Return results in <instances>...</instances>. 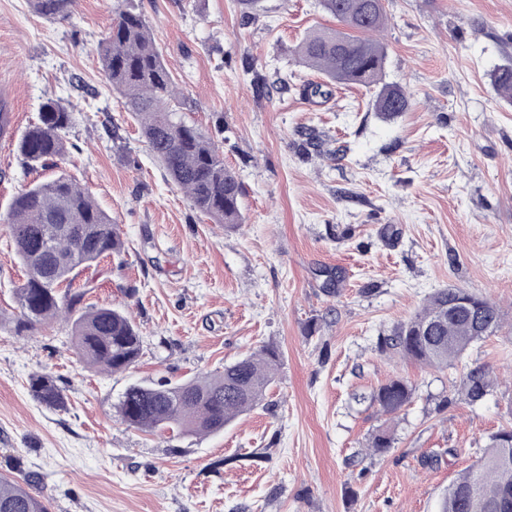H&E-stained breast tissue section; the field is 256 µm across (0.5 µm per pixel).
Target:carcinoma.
Segmentation results:
<instances>
[{"instance_id":"carcinoma-1","label":"carcinoma","mask_w":512,"mask_h":512,"mask_svg":"<svg viewBox=\"0 0 512 512\" xmlns=\"http://www.w3.org/2000/svg\"><path fill=\"white\" fill-rule=\"evenodd\" d=\"M29 4L38 16L61 21L70 17L73 0H29ZM320 5L339 27L310 31L297 46L300 60L326 77L323 83L308 85L310 94L326 98L331 95L329 87L336 84L375 87L373 107L382 117L391 119L407 111L410 98L405 89L383 82L387 58L383 43L368 37L386 24L382 0H320ZM100 58L108 83L139 119L150 152L194 209L227 227L242 223L244 189L238 175L224 164V155L208 132L184 121L173 109L177 101L173 80L149 26L133 8L115 12ZM492 81L500 95L512 100V65L500 67ZM71 120V113L59 102H44L38 122L17 141L19 154L33 167L66 157ZM0 223L25 269V279L15 288L18 327L32 329L64 314L72 319V344L86 365L114 373L135 363L143 348L135 321L117 308L84 306L90 283L73 286L76 269L125 252L117 225L90 193L62 170L20 190L0 214ZM461 293L459 288L435 291L425 306L394 328L386 347L420 364L446 367L481 340L476 322L487 326V335L494 334L502 313L487 299L472 296L480 304L474 316L448 315V304ZM279 359V349L267 344L224 365V371L215 375L176 384L133 383L119 400V416L127 426L154 434L175 429L219 434L237 416L264 402ZM489 386V373L475 368L467 375L465 395L470 403H477ZM29 391L48 407L65 405L62 391L49 375L31 376ZM411 398L412 387L398 378L373 394V402L390 415ZM508 436L512 437V427L490 437L482 461L448 486L438 512H512ZM36 484L23 470L1 471L0 512H49L45 497L34 490Z\"/></svg>"}]
</instances>
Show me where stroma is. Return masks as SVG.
<instances>
[{
	"label": "stroma",
	"instance_id": "stroma-1",
	"mask_svg": "<svg viewBox=\"0 0 512 512\" xmlns=\"http://www.w3.org/2000/svg\"><path fill=\"white\" fill-rule=\"evenodd\" d=\"M179 90L244 186V222L211 223L149 153L99 58L124 0H75L68 20L0 0V211L36 174L15 149L41 104L72 114L65 171L118 224L122 256L82 272L90 304L127 309L143 335L130 369L86 367L65 320L15 333L24 278L0 229V471L38 474L51 512H438L448 486L512 425V103L492 73L512 60V0H383L385 79L374 93L306 94L323 75L295 53L335 26L319 0H134ZM494 302L503 325L454 365L426 368L380 343L440 288ZM315 332H308V325ZM281 359L263 405L223 433L153 436L116 405L134 382L213 374L260 346ZM492 377L483 402L461 382ZM46 373L66 405L28 391ZM414 388L394 415L371 395ZM389 430L383 454L370 440Z\"/></svg>",
	"mask_w": 512,
	"mask_h": 512
}]
</instances>
